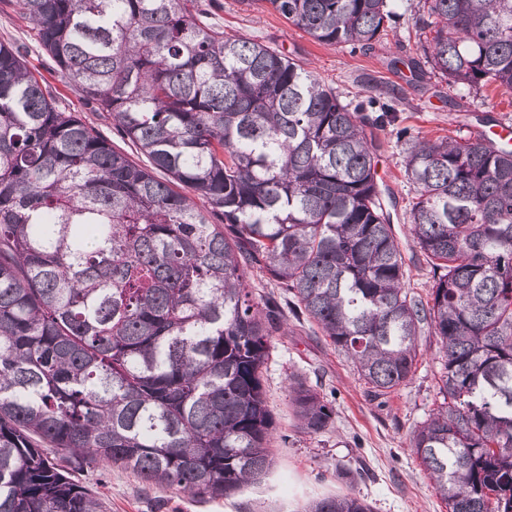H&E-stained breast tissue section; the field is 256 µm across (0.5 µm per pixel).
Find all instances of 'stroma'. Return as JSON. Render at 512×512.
<instances>
[{"mask_svg":"<svg viewBox=\"0 0 512 512\" xmlns=\"http://www.w3.org/2000/svg\"><path fill=\"white\" fill-rule=\"evenodd\" d=\"M423 4L400 0L397 20L369 51L320 44L272 9H249L239 0H218L210 21L226 34H243L279 49L335 89L342 102L375 97L397 109L406 139L389 129L372 132L378 183L404 260L406 285L426 301L434 277L409 233L408 212L416 192L404 176L405 142L480 134L497 138L500 126L512 125V90L489 86L477 91L432 75L423 53L431 33L416 24ZM0 41L21 46L29 68L42 76L63 107L95 126L116 150L142 162V155L110 121L49 69L35 44L32 22L17 12L12 0H0ZM416 345L412 379L378 397L315 323L287 316L271 338L262 368L276 426L269 448L277 466L234 496L201 499L169 487L148 490L135 474L117 466L104 472L86 467L75 478L99 494L103 512H304L312 500L349 493L366 499L373 512H448L429 471L410 449L414 428L440 403L438 339L426 330ZM294 373L333 406V422L321 433L307 434L297 426L288 394V377ZM346 471L354 472V480L343 479Z\"/></svg>","mask_w":512,"mask_h":512,"instance_id":"obj_1","label":"stroma"}]
</instances>
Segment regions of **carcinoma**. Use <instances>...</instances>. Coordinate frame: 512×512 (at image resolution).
<instances>
[{
	"label": "carcinoma",
	"instance_id": "cac0c4a2",
	"mask_svg": "<svg viewBox=\"0 0 512 512\" xmlns=\"http://www.w3.org/2000/svg\"><path fill=\"white\" fill-rule=\"evenodd\" d=\"M326 45L362 49L396 0H264ZM64 82L148 164L62 108L0 42V512H102L75 468L229 497L268 475L262 367L283 312L256 267L350 357L377 395L439 338L440 405L412 433L448 512H512V149L410 140L409 231L439 275L424 302L381 207L394 126L281 51L208 22L202 0H15ZM434 74L512 89V0H425ZM224 215L213 224L183 190ZM307 433L333 422L290 378ZM306 512H372L355 495Z\"/></svg>",
	"mask_w": 512,
	"mask_h": 512
}]
</instances>
